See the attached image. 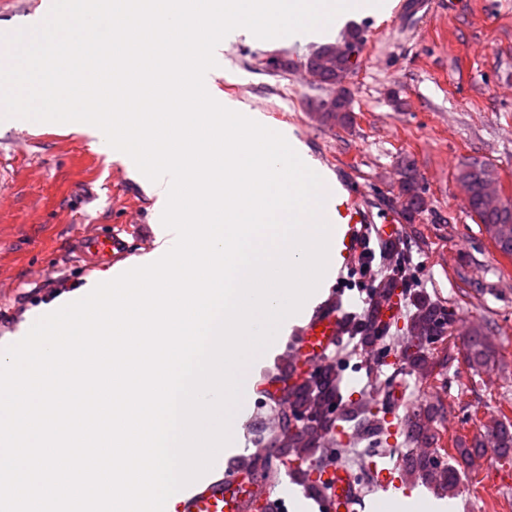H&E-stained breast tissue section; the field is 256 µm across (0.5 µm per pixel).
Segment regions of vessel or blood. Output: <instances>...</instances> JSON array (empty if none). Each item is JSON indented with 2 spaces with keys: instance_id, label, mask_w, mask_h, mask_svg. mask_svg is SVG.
<instances>
[{
  "instance_id": "b4317fda",
  "label": "vessel or blood",
  "mask_w": 512,
  "mask_h": 512,
  "mask_svg": "<svg viewBox=\"0 0 512 512\" xmlns=\"http://www.w3.org/2000/svg\"><path fill=\"white\" fill-rule=\"evenodd\" d=\"M327 223L336 225V246L345 262H352L362 251V241L372 215L356 195L337 196L329 202ZM127 244L118 232L91 235L78 242L77 256L86 262H104L124 255ZM343 304L323 305L300 326L295 335L303 359H319L337 348L343 340ZM326 491L315 497L317 512H353L357 500L353 494L354 477L344 468L326 470ZM297 500L288 498L285 488L275 479H264L252 467L225 464L221 478L205 480L186 493L177 504V512H293Z\"/></svg>"
}]
</instances>
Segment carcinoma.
<instances>
[{"instance_id": "1", "label": "carcinoma", "mask_w": 512, "mask_h": 512, "mask_svg": "<svg viewBox=\"0 0 512 512\" xmlns=\"http://www.w3.org/2000/svg\"><path fill=\"white\" fill-rule=\"evenodd\" d=\"M361 41L362 34L354 29L343 45L325 44L307 59L309 66L317 72L321 84L329 89V94L316 105V111L320 112L325 124L334 122L344 125L352 122L351 94L345 86V80L352 68V55L358 50ZM491 175L493 169L487 162L473 159L462 164L456 179L468 187L466 205L471 215L484 226L495 247L501 253L512 256V234H501L503 227H512V202L493 201L484 192V183ZM400 184L406 199L405 215L411 220L415 214L423 211L425 200L418 190L416 163L408 157L400 163ZM401 282L403 277L395 275L381 280L371 289V311L347 320V331L360 336V345L369 347L388 337L390 325L380 323L377 314L383 303L391 300L394 288ZM414 297L417 310L407 325L405 340L395 345V356L408 368L421 370L430 362V338L452 328L454 314L449 308L419 293L414 294ZM463 345L465 360L471 370L486 371L495 363L496 348L483 325H473L464 335ZM338 382L339 372L330 366L323 374L319 391L310 392L297 385L288 389V405L305 409L313 416L312 424L288 432V440L292 445L290 452L294 454L293 462L299 468L319 451L320 440L333 434V419L321 422L319 416L331 401L341 399ZM436 416L437 408L432 404L421 405L408 415L404 436L412 448L402 457L405 475L417 477L440 494L453 498L463 491V480L466 477L463 468L469 466L474 458L486 453L487 435L495 438L493 452L496 459L512 462V421H497L486 427L484 435L474 438L471 444L459 445L455 454L441 455L439 449L435 448L438 442ZM365 434L381 447L387 444L390 436L389 423L375 412L372 420L365 425ZM438 455L442 456L440 462L436 459Z\"/></svg>"}]
</instances>
